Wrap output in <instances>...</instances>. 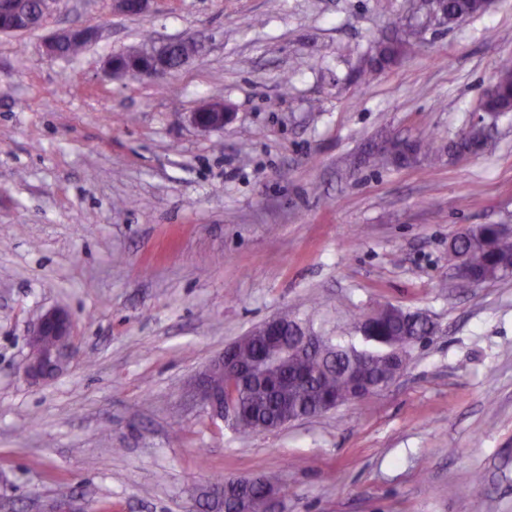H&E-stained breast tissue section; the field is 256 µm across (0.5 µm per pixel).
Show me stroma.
Returning a JSON list of instances; mask_svg holds the SVG:
<instances>
[{
    "instance_id": "1",
    "label": "stroma",
    "mask_w": 512,
    "mask_h": 512,
    "mask_svg": "<svg viewBox=\"0 0 512 512\" xmlns=\"http://www.w3.org/2000/svg\"><path fill=\"white\" fill-rule=\"evenodd\" d=\"M416 0H52L0 34V512L61 496L88 512H202L215 474H273L274 512H512V275L472 287L450 241L512 228V114L486 149L448 144L487 117L512 0L424 26L367 79L376 39ZM73 26L97 38L48 57ZM173 39L166 78L109 58ZM234 117L203 131L206 103ZM398 138L408 165L355 166ZM392 304L436 326L387 389L241 437L195 399L198 376L254 326L296 311L367 349ZM66 308L80 358L31 384L39 315ZM188 44L182 40H173L157 50H151L139 55L137 59L128 60L127 63H120L117 56H112L108 61L109 69L113 76L133 75L139 77H160L169 71L177 70L180 66L187 63L191 57L192 51L184 50ZM178 47L183 50L181 56L177 52H173L170 56L169 63L171 70L166 67L163 55L160 53L165 48Z\"/></svg>"
}]
</instances>
